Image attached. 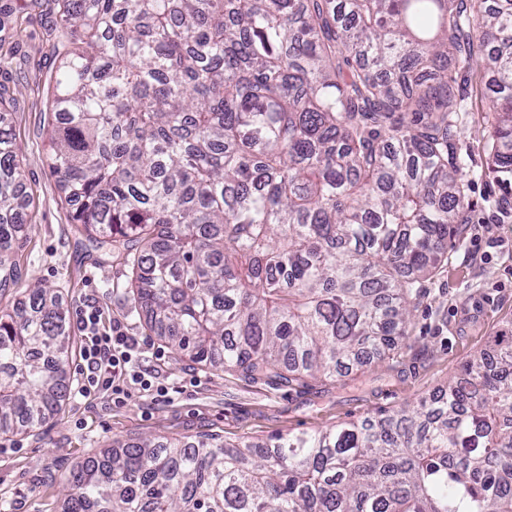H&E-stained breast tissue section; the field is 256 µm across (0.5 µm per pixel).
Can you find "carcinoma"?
<instances>
[{"instance_id": "obj_1", "label": "carcinoma", "mask_w": 512, "mask_h": 512, "mask_svg": "<svg viewBox=\"0 0 512 512\" xmlns=\"http://www.w3.org/2000/svg\"><path fill=\"white\" fill-rule=\"evenodd\" d=\"M49 166L125 245L131 309L191 362L280 386L408 337L468 223L450 72L491 75L487 168L512 186V0H57ZM20 149L0 127V285ZM40 281L0 309V435L66 399ZM62 512H512V328L439 394L260 442L138 437L72 472Z\"/></svg>"}]
</instances>
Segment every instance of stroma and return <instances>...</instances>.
<instances>
[{"mask_svg":"<svg viewBox=\"0 0 512 512\" xmlns=\"http://www.w3.org/2000/svg\"><path fill=\"white\" fill-rule=\"evenodd\" d=\"M0 0V85L8 98L0 126L11 129L25 171L20 187L29 201L15 249L22 279L0 290V308L21 299L32 280L57 288L70 322L67 397L61 410L35 432L0 436V512H62L66 476L100 448L140 436L169 438L211 434L225 441L265 440L388 415L416 405L446 386L471 354L487 348L512 321V208L486 169L489 80L479 66L452 75L464 112L457 152L469 185V222L448 248V259L423 282L405 344L390 357L335 378L284 387L239 374L211 373L191 363L150 331L131 310L123 246L97 250L47 163L50 94L59 65L48 28L54 0L18 11ZM99 306L105 323L160 349L161 380L181 386L172 400L147 394L123 404L82 397V333L86 305Z\"/></svg>","mask_w":512,"mask_h":512,"instance_id":"1","label":"stroma"}]
</instances>
